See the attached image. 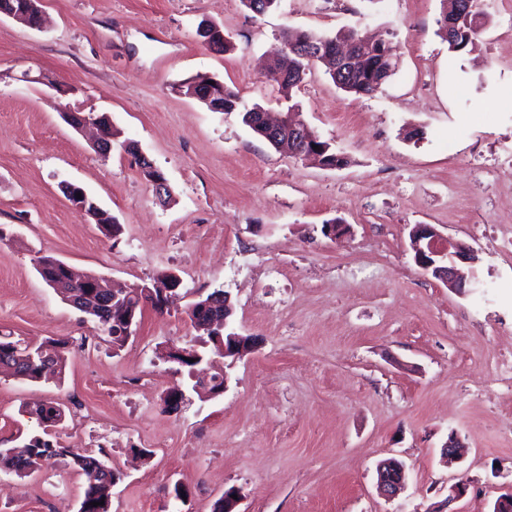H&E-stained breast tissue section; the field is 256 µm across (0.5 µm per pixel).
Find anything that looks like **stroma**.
Instances as JSON below:
<instances>
[{
	"label": "stroma",
	"mask_w": 512,
	"mask_h": 512,
	"mask_svg": "<svg viewBox=\"0 0 512 512\" xmlns=\"http://www.w3.org/2000/svg\"><path fill=\"white\" fill-rule=\"evenodd\" d=\"M444 0H280L258 16L241 0H43L44 30L0 16V335L68 342L61 378L0 373V448L32 437L104 451L123 475L110 512H212L228 488L239 512H492L512 491V0H481L473 45L439 34ZM210 19L234 49L197 33ZM355 28L388 41L396 66L368 96L312 68L293 99L342 168L278 150L238 112L185 85L208 75L245 107L282 109L265 68L284 30ZM49 83L22 81L25 70ZM107 115L165 176L171 201L120 147L97 152L63 110ZM81 186L120 225L106 233L59 188ZM342 235L324 233L327 222ZM434 225L478 261L460 293L414 262L410 232ZM52 256L119 287L176 273L167 306H145L121 345L37 272ZM227 292L232 325L256 344L224 393L200 398L164 347L204 349L192 292ZM182 387L175 411L163 399ZM66 407L64 427L28 413ZM460 438L461 459L442 447ZM404 462L395 500L376 465ZM465 494L449 501L457 482ZM188 493L174 500V485ZM83 471L53 460L0 472V512H77Z\"/></svg>",
	"instance_id": "1"
}]
</instances>
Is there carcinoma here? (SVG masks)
<instances>
[{"instance_id": "1", "label": "carcinoma", "mask_w": 512, "mask_h": 512, "mask_svg": "<svg viewBox=\"0 0 512 512\" xmlns=\"http://www.w3.org/2000/svg\"><path fill=\"white\" fill-rule=\"evenodd\" d=\"M453 20L455 27L452 39L448 40V48L452 51H461L471 44L483 25V13L479 8V0H469V6L462 13L448 15L443 13L440 19V30H448V20ZM359 37L355 30L343 36L318 35L306 31H288L285 33L286 54L280 60L283 69L292 73V76L282 84V90L289 94L298 87L312 63L302 54L300 45L308 40L322 42L326 47L336 46L338 39L346 41ZM384 56L382 51L372 46L367 48L366 57L357 62L354 77L347 81H340L337 86L342 91L357 95H369L378 91L382 84L368 78L373 70L384 69ZM242 101L239 94L229 88H224V111L242 112L244 123L250 122V110L241 109ZM86 309L83 313L90 316L102 328L112 341L120 340L118 330L120 324L112 317L111 296L97 290L89 298L85 299ZM67 358L60 351L50 363L42 361L38 355V349L28 345L21 346L19 342L0 339V368L12 371L13 375L22 379L37 380L48 376H61L66 367ZM37 419L42 423L59 425L64 422L65 410L56 402L40 404L33 411ZM53 458L67 459L69 464L77 467L86 475H94V480L88 482L80 503L78 512H109L110 495L106 490L112 488L120 479L118 473L106 461L93 455H83L72 451L70 446L61 442L51 443L38 437L31 438L28 442L13 448V454L0 453V471L13 473L18 477H25L42 469L44 463ZM104 501V504L94 507L92 503Z\"/></svg>"}]
</instances>
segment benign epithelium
<instances>
[{"label":"benign epithelium","mask_w":512,"mask_h":512,"mask_svg":"<svg viewBox=\"0 0 512 512\" xmlns=\"http://www.w3.org/2000/svg\"><path fill=\"white\" fill-rule=\"evenodd\" d=\"M41 5L42 0H25V2L18 5L6 0V2L0 4V14L21 18L31 28L40 30L43 24ZM363 54L364 49L359 40L351 41L345 47H338L333 53L332 69L343 72L351 67L357 57ZM223 90L222 82L216 79L212 81L208 77H201L188 85L190 96L217 111L222 110L217 98ZM63 118L75 129H81L87 125L103 126L100 118L79 115L72 111L64 112ZM285 123L288 124V136L283 139L280 130ZM252 126L255 134L272 141L278 147L288 146L297 157H318V150L313 148L315 138L308 133L306 124L297 119L294 112H285L279 118L274 119L270 113L260 111L254 116ZM123 149L138 165L141 173L145 174L155 170L151 161L135 144L128 141L123 144ZM61 189L79 214L93 218L98 224L112 223V216L102 210L96 201L81 187L64 183L61 185ZM412 238L415 243V264L424 273L445 280L457 290L464 288V284L455 279V266L459 262L473 264L477 261V257L470 247L463 243L451 241L446 245L441 244L442 236L431 224L416 225L412 232ZM56 265L60 267V274L55 277V281L51 282L52 287L58 288L63 284H68L72 287L96 288L107 291L112 295L113 310L123 318V341L125 342L133 335L132 326L134 324V310L127 309V299L133 297L143 303L147 297L153 299L158 297L160 302L163 303L167 293L176 290L181 284L180 278L173 273L165 281V284L160 286V294L158 295L149 286H139L118 293L111 288L105 277L91 279L87 274L77 275L69 265L62 261L56 262ZM195 307L206 313V317L201 320L200 326L216 336L215 348L219 351V354L234 358L248 347L249 338L229 330V318L233 312L229 294H216L205 302L195 301L190 305V308ZM227 383L228 379L225 375L215 379L209 377L198 380L195 390L203 398L212 397L225 392ZM376 472L377 486L382 495L388 499L398 496L406 481L405 465L392 457L381 461L377 465Z\"/></svg>","instance_id":"1"}]
</instances>
